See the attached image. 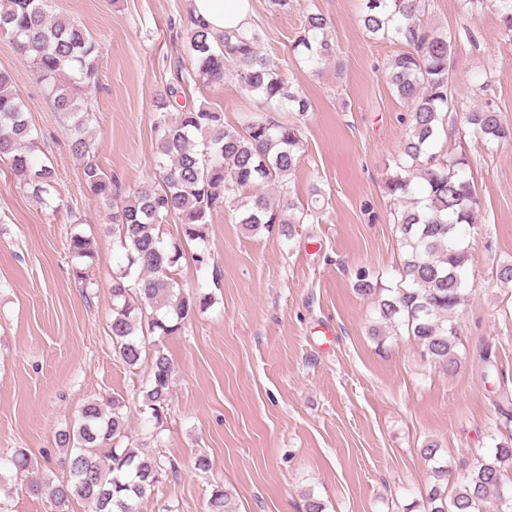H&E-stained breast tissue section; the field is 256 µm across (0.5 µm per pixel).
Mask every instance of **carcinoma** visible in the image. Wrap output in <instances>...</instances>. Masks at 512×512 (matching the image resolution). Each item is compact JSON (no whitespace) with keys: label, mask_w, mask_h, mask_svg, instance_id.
Instances as JSON below:
<instances>
[{"label":"carcinoma","mask_w":512,"mask_h":512,"mask_svg":"<svg viewBox=\"0 0 512 512\" xmlns=\"http://www.w3.org/2000/svg\"><path fill=\"white\" fill-rule=\"evenodd\" d=\"M494 7L503 29L512 33V0H494ZM50 8L51 0H0V35L11 38L30 62L52 110L71 120L70 149L83 160V184L112 206L110 230L125 262L112 278L109 332L115 352L135 367L146 352V336L178 333L209 304L205 295L184 292L177 271L184 244L206 243L214 211H235L238 223L249 230L279 224L291 237L295 225L319 222V191L301 209L290 199L275 205L262 192L273 182L288 194L303 146L300 126L255 116L235 129L224 125V113L198 108L179 113L163 130L156 146L161 182L120 197L117 181L90 159L95 151L88 135L93 110L81 101L82 92L99 81L100 45L78 22L51 16ZM425 13L426 0H366L362 16L368 33L408 47L390 59L385 71L391 90L412 103L405 117L406 138L392 159L395 175L387 183L389 195L404 203L393 212L404 255L397 265L399 281L388 295L377 297V310L385 331L413 338L436 368L451 374L458 367L456 314L465 299L460 279L470 261L465 241L481 199L465 149L446 156L435 151L440 127L455 108L456 41L425 26ZM327 27L326 16L307 13L291 46L294 55L312 67L322 64L333 51ZM188 39L194 76L219 84L235 68L261 104L298 117L311 109L309 98L286 83L261 54L253 29L216 35L195 23ZM467 123L485 144L512 139V126L490 105L469 111ZM37 148V131L13 80L0 72V159L8 160L33 196L46 204L56 171L37 162ZM172 214L180 219L182 235L168 245L163 226ZM68 251L74 259H91L92 239L74 232ZM173 371L171 359L155 346L150 377L140 390L146 431L139 437L128 431L124 400L87 401L77 423L56 435L64 454L62 478L55 483L32 480L27 490L47 494L57 508L77 498L92 512H141L142 502L162 479L176 473V463L156 452L167 423ZM29 467L23 448L0 457V470L19 474ZM509 467L512 442H501L456 478L453 493L432 486L429 512H506L512 507L503 492ZM206 512H236V507L217 485Z\"/></svg>","instance_id":"cac0c4a2"}]
</instances>
